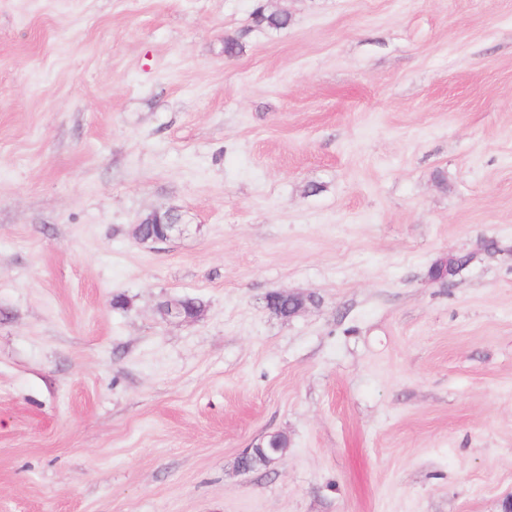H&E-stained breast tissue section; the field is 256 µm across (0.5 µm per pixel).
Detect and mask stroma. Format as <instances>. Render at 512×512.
<instances>
[{
    "instance_id": "1",
    "label": "stroma",
    "mask_w": 512,
    "mask_h": 512,
    "mask_svg": "<svg viewBox=\"0 0 512 512\" xmlns=\"http://www.w3.org/2000/svg\"><path fill=\"white\" fill-rule=\"evenodd\" d=\"M510 497L512 0H0V512ZM254 22L258 27L284 29L291 23V15L286 11L269 12L263 6H259L254 12ZM142 218H144L143 223L146 224H140L139 228H143L146 233H152L161 237L154 238L151 241L152 243L164 242L174 238L168 235L164 237L167 233L170 232L169 224H178L172 226L176 231L175 237L179 236L183 231V225H181V216L174 210L169 209L165 211H153ZM471 257L465 253H451L445 260H438L432 267L431 274L435 278H453L470 263Z\"/></svg>"
}]
</instances>
